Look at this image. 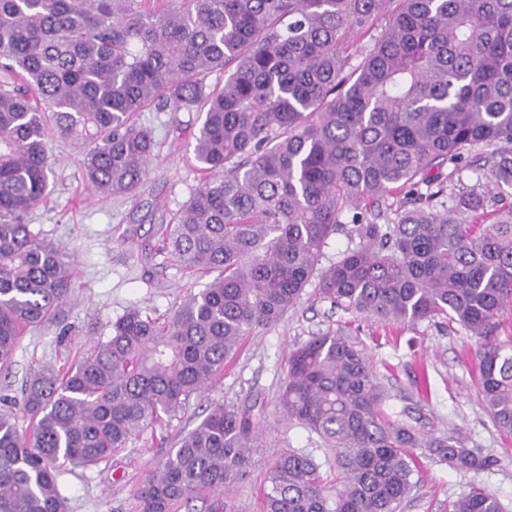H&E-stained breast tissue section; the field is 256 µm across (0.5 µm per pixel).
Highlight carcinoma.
<instances>
[{
    "instance_id": "obj_1",
    "label": "carcinoma",
    "mask_w": 512,
    "mask_h": 512,
    "mask_svg": "<svg viewBox=\"0 0 512 512\" xmlns=\"http://www.w3.org/2000/svg\"><path fill=\"white\" fill-rule=\"evenodd\" d=\"M0 0V371L26 330L71 295L67 251L29 224L49 192L48 142L85 148L83 177L104 197L147 175L152 109L199 110L193 158L205 180L175 217L172 259L209 278L169 319L131 308L60 374L22 392L31 430L0 411V512H66L59 467L92 468L148 425L177 416L224 372L245 337L280 322L318 281L323 298L382 322L444 318L485 340V408L512 433V341L491 339L512 307V0ZM386 23L351 67V37ZM233 68L224 85L206 76ZM477 152L488 184L444 200L443 168ZM437 186L429 193L418 186ZM410 192L381 227L386 196ZM355 244L324 267L346 217ZM363 350L337 333L288 355L289 422L335 450L325 476L290 449L267 471L264 512H398L418 448L464 474L491 464L454 435L383 411ZM259 447L252 409L212 408L139 488L140 512H178L224 493ZM448 512H504L475 487Z\"/></svg>"
}]
</instances>
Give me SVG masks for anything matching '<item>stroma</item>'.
<instances>
[{"label": "stroma", "instance_id": "stroma-1", "mask_svg": "<svg viewBox=\"0 0 512 512\" xmlns=\"http://www.w3.org/2000/svg\"><path fill=\"white\" fill-rule=\"evenodd\" d=\"M156 130L148 174L135 193L105 198L83 178L84 153L60 139L49 142L50 191L30 222L44 239L63 245L73 264L72 292L56 318L28 332L12 369L0 373V397L21 399L27 381L46 368H67L128 309L165 320L205 278L176 264L165 252L166 228L204 181L193 158L202 113H142ZM339 332L363 349L389 391L385 411L421 430H455L467 447L490 456L478 475L461 474L427 460L402 512H448L449 501L478 483L512 512V435L498 431L477 395L478 337L454 322L422 321L411 328L382 323L331 305L315 286L277 325L256 330L223 374L168 422L133 436L112 458L91 469L64 466L66 512H139L138 488L204 409L241 410L262 404L260 448L247 479L229 494L237 512H262L266 471L289 448H318L320 438L288 423L277 406L288 353L325 332Z\"/></svg>", "mask_w": 512, "mask_h": 512}]
</instances>
